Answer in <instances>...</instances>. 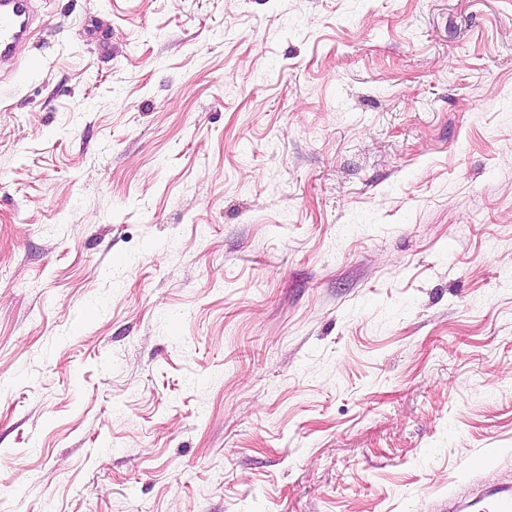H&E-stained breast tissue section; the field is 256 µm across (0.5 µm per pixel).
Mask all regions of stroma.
I'll list each match as a JSON object with an SVG mask.
<instances>
[{
    "mask_svg": "<svg viewBox=\"0 0 512 512\" xmlns=\"http://www.w3.org/2000/svg\"><path fill=\"white\" fill-rule=\"evenodd\" d=\"M45 11L0 63V512L512 475V0Z\"/></svg>",
    "mask_w": 512,
    "mask_h": 512,
    "instance_id": "obj_1",
    "label": "stroma"
}]
</instances>
